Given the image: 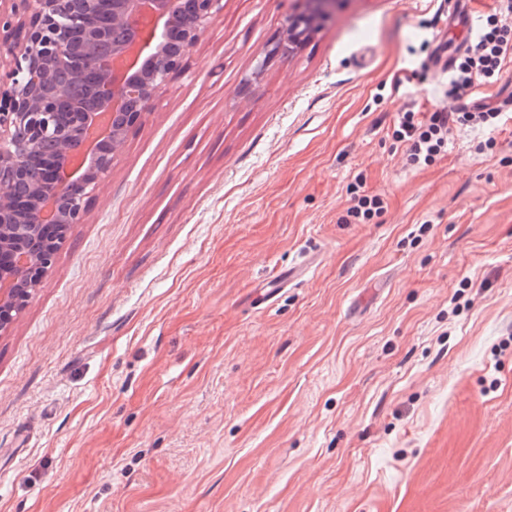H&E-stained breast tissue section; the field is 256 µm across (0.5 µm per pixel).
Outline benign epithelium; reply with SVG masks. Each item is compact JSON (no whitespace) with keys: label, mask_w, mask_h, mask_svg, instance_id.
Wrapping results in <instances>:
<instances>
[{"label":"benign epithelium","mask_w":512,"mask_h":512,"mask_svg":"<svg viewBox=\"0 0 512 512\" xmlns=\"http://www.w3.org/2000/svg\"><path fill=\"white\" fill-rule=\"evenodd\" d=\"M270 58L301 45L336 0H297ZM222 0H12L0 11V234L28 224L0 261V335L25 308L15 285L37 288L53 266L33 250L47 224H80L124 135L200 39Z\"/></svg>","instance_id":"7a95c632"}]
</instances>
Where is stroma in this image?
Segmentation results:
<instances>
[{
	"mask_svg": "<svg viewBox=\"0 0 512 512\" xmlns=\"http://www.w3.org/2000/svg\"><path fill=\"white\" fill-rule=\"evenodd\" d=\"M295 9L223 0L0 336V512H512V83L412 168L458 0L255 74ZM429 113V115H428ZM502 112L498 107L479 104L475 112H460L448 105L435 112H398L393 137L407 147V161L413 166L429 165L448 149V130L454 124L496 126ZM357 191L352 192V200L354 205L349 208V216L359 221H369L382 212L384 209V199L381 195H368L364 191L360 193Z\"/></svg>",
	"mask_w": 512,
	"mask_h": 512,
	"instance_id": "1",
	"label": "stroma"
}]
</instances>
